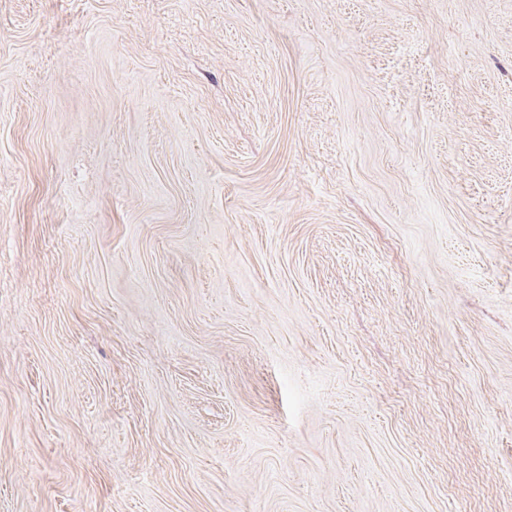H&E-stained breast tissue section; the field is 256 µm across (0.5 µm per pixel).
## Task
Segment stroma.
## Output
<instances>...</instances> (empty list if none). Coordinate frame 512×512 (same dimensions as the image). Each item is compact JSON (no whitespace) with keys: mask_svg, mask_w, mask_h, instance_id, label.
<instances>
[{"mask_svg":"<svg viewBox=\"0 0 512 512\" xmlns=\"http://www.w3.org/2000/svg\"><path fill=\"white\" fill-rule=\"evenodd\" d=\"M0 512H512V0H0Z\"/></svg>","mask_w":512,"mask_h":512,"instance_id":"stroma-1","label":"stroma"}]
</instances>
